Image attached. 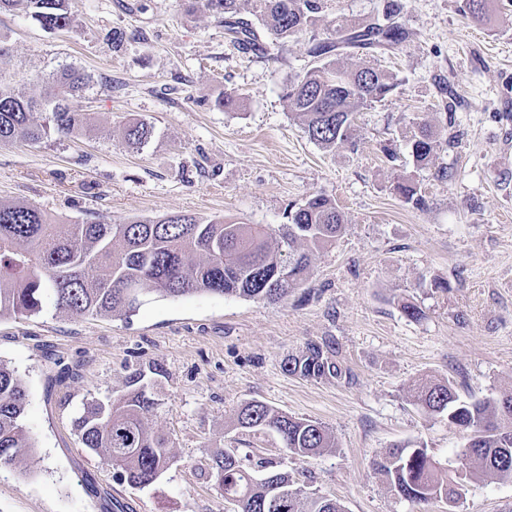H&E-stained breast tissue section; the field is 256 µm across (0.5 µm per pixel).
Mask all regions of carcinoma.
<instances>
[{
  "instance_id": "carcinoma-1",
  "label": "carcinoma",
  "mask_w": 512,
  "mask_h": 512,
  "mask_svg": "<svg viewBox=\"0 0 512 512\" xmlns=\"http://www.w3.org/2000/svg\"><path fill=\"white\" fill-rule=\"evenodd\" d=\"M24 3L29 16L46 31L70 27V0H0V10ZM224 24L226 40L241 49L263 52L305 32L322 11L321 0H252L251 12L270 41L240 16V0H189ZM400 0H384L382 19L340 24L336 39L316 42L309 55L316 64L289 81L284 98L313 143L333 150L352 142L354 115L390 96L393 75L369 64L348 67L341 57L354 49L371 52L398 48L407 38ZM10 51L0 39V142L18 137L39 141L50 131L76 133L84 118L69 111V96L89 87V77L73 67L41 78L44 95L35 99L25 85L12 83ZM50 114L49 121L40 115ZM411 155L425 165L441 144L442 131L417 124ZM151 135L145 122L123 128L125 142L143 146ZM395 193L416 208L425 200L415 185L399 182ZM288 223H207L188 214L140 219L128 224H57L44 210L0 201V316L43 313L110 315L132 312L142 297L156 292L181 297L198 293L276 302L301 287L311 273V259L341 233L344 220L336 203L316 195L288 205ZM290 375L321 380L342 376L332 354L309 343L285 363ZM134 375L121 397L91 405L77 426L84 446L105 465L120 470L131 485L153 484L172 461L168 439L151 423L156 400ZM412 401L468 436L460 459L474 458L469 476L479 482L512 477V393L479 401L460 399L446 378H424L409 390ZM26 392L12 371L0 365V468L11 465L30 447L22 416ZM235 428L254 437L273 435L288 452L320 456L336 449L335 437L322 423L289 416L252 400L234 413ZM376 472L395 494L417 504L458 501L461 483L440 466L428 448L394 447L375 462ZM229 512H345L334 498L304 490L273 461L255 459L251 448H226L208 464Z\"/></svg>"
}]
</instances>
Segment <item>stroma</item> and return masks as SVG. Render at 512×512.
<instances>
[{
    "instance_id": "35a3bbf8",
    "label": "stroma",
    "mask_w": 512,
    "mask_h": 512,
    "mask_svg": "<svg viewBox=\"0 0 512 512\" xmlns=\"http://www.w3.org/2000/svg\"><path fill=\"white\" fill-rule=\"evenodd\" d=\"M401 2L408 38L370 59L399 85L334 151L309 140L283 90L312 66V40L335 38L345 19L370 21L383 0H323L317 23L275 56L234 48L223 24L186 0H71L72 25L59 32L23 6L0 12V37L30 95L62 65L91 78L67 100L89 119L79 136L0 143V200L63 224L190 214L277 226L288 204L323 195L345 218L305 284L277 303L150 293L129 314L0 317V365L27 390L32 443L0 470V512H112L116 501L124 512H227L202 470L235 446L232 416L250 400L332 431L333 453L294 456L273 436L259 450L346 512H512V478L465 482L451 508L409 502L374 471L388 449L418 443L458 463L465 435L410 401L416 381L450 378L465 399L512 388V0H491L480 21L460 0ZM115 28L126 34L117 53L104 41ZM442 80L458 97L451 115ZM226 90L238 104L216 109ZM420 119L455 137L423 166L408 146ZM132 120L153 127L139 150L121 137ZM443 167L451 179L439 178ZM404 180L424 208L395 194ZM433 278L451 291L427 288ZM406 302L424 318H408ZM310 342L331 347L342 378L285 371ZM136 374L174 457L143 489L103 465L77 428L87 406L123 395Z\"/></svg>"
}]
</instances>
